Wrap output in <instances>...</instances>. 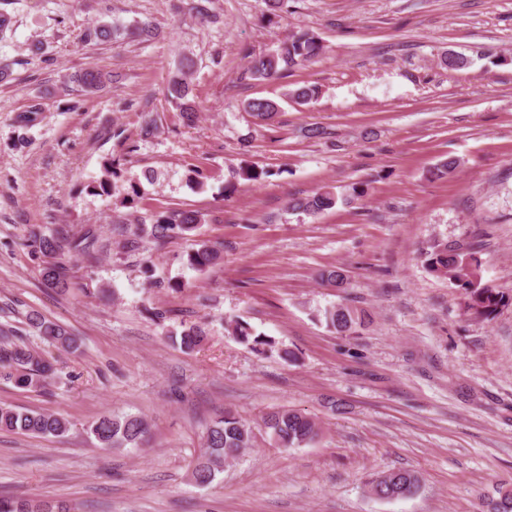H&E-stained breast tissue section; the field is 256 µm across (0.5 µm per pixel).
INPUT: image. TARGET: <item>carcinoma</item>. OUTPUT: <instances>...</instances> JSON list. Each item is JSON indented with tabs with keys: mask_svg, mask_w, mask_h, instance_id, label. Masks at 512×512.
<instances>
[{
	"mask_svg": "<svg viewBox=\"0 0 512 512\" xmlns=\"http://www.w3.org/2000/svg\"><path fill=\"white\" fill-rule=\"evenodd\" d=\"M117 32L113 26L94 22L83 32L81 39L85 42L105 43L112 40ZM321 40L310 32L295 33L271 52L252 56L248 72L251 78L259 81L276 78L316 57L323 52ZM194 67L192 59L187 58L169 81V97L180 110L183 122L194 123L200 105L191 99L192 88L188 74ZM75 81L87 93L103 90L111 75L90 67L76 75ZM318 95L314 86L303 85L285 93V96L298 104H306ZM246 109L251 117L261 122L274 118L280 109L277 101L269 98H254L248 101ZM336 192L324 187L312 195L290 201L289 209L293 212L316 216L336 206ZM202 223L201 215L196 211L171 209L161 213L149 228L129 231L125 224L113 225L112 232L122 238V249L136 252L148 241L157 249H162L173 237L195 235ZM34 252L47 258L42 268V278L51 288L65 290L69 287L68 268L51 258L63 249L80 255L87 261L97 259V253L108 248L110 242L103 240L93 229L88 228L78 235H71L63 227L34 235L31 239ZM479 244H470L467 248L437 242L425 252L427 269L461 288L467 298L466 308L469 312L485 319H492L499 310L512 299L504 294L481 284L480 263L476 254ZM220 259L219 250L206 240L197 242V248L187 254L188 267L203 271ZM323 283L332 287L343 288L346 284L344 271L332 267L320 273ZM326 328L341 336H349L371 323V316L363 309L339 303L321 311ZM28 324L39 337L57 349L74 353L79 349L78 339L59 324L39 314L26 316ZM231 335L241 344L256 351H270L276 348V341L269 336L255 334L244 322L235 320L228 325ZM180 346L186 352L199 348L207 338L205 329L197 324L184 327L180 332ZM58 360H47L41 354L18 341L12 331L5 330L0 336V379L13 383L18 388H39L49 384L56 375ZM262 426L270 434L278 447L286 450L301 448L313 442L320 435L318 423L311 417L293 409L280 408L264 414ZM9 431L35 436L65 435L69 430V421L61 415L20 409L10 404H0V431ZM89 433L105 450L135 448L145 441L147 424L143 417L127 415L116 417L102 415L92 422ZM205 452L198 457L191 470L192 479L199 485L211 483L224 462L239 456L253 447L252 427L233 412L226 410L212 421L205 435ZM421 479L417 472L409 469H394L378 474L368 483L369 493L373 496L382 494L396 500L414 494L420 487ZM0 512H76L63 503H53L13 496L0 497ZM487 512H512V487L502 485L497 489V496L487 502Z\"/></svg>",
	"mask_w": 512,
	"mask_h": 512,
	"instance_id": "obj_1",
	"label": "carcinoma"
}]
</instances>
